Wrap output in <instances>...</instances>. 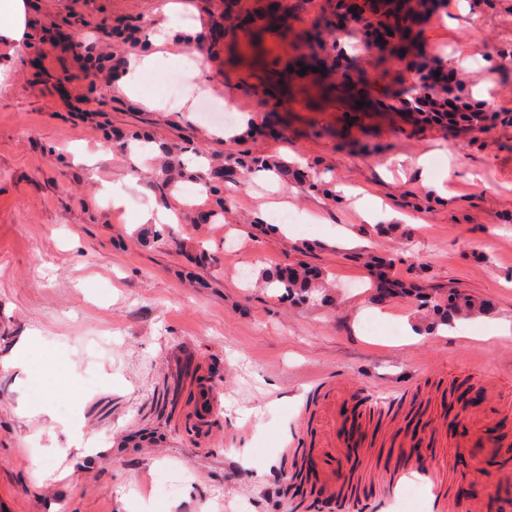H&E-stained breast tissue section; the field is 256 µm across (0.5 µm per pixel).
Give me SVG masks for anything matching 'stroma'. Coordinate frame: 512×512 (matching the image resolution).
I'll use <instances>...</instances> for the list:
<instances>
[{
    "label": "stroma",
    "mask_w": 512,
    "mask_h": 512,
    "mask_svg": "<svg viewBox=\"0 0 512 512\" xmlns=\"http://www.w3.org/2000/svg\"><path fill=\"white\" fill-rule=\"evenodd\" d=\"M170 2L29 0L25 39L0 33V360L29 340L37 352L30 367L0 363V512H297L278 481L297 440L317 460L304 492L330 475L351 493L311 512H435L428 485L385 478L419 441L451 481L512 473L511 452L476 444L492 430L512 442V335L492 333L512 324V116L485 133L420 123L400 108L410 78L395 62L411 48L444 54L476 98H493L512 84V0H433L400 17L407 44L329 36L325 57L345 76L294 74L282 105L265 73L293 61L336 0H291L284 34L237 26L260 0H179L190 26ZM120 22L138 44L104 49L154 58L135 97L84 77L56 37ZM215 27L217 47L189 45ZM177 55L197 58L210 101L258 124L279 117L282 135L225 140L190 103L166 107ZM324 82L336 86L327 101ZM126 129L310 166L333 194L257 172L223 223L198 224L210 197L189 181L160 193L159 150L120 148L109 134ZM285 211L286 232L257 236L253 218ZM203 250L209 264L195 265ZM366 253L391 254L400 280L493 308L407 338L420 313L374 301ZM300 260L325 271L330 302L289 305L261 288L263 272ZM203 380L222 405L199 432ZM470 386L483 400L467 408ZM353 405L364 439L351 461L340 428Z\"/></svg>",
    "instance_id": "1"
}]
</instances>
